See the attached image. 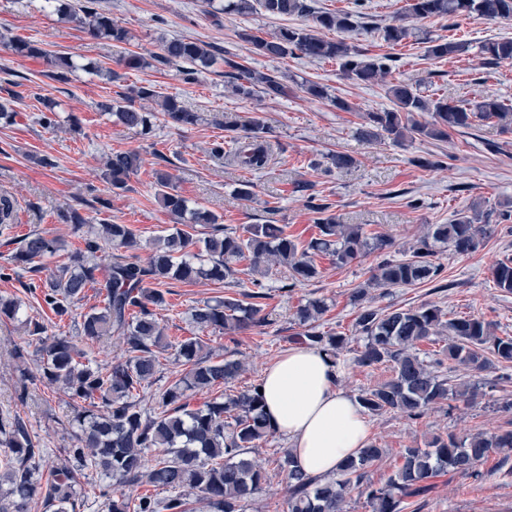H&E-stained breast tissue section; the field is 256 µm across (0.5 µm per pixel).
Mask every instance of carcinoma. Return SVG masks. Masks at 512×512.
<instances>
[{"instance_id":"carcinoma-1","label":"carcinoma","mask_w":512,"mask_h":512,"mask_svg":"<svg viewBox=\"0 0 512 512\" xmlns=\"http://www.w3.org/2000/svg\"><path fill=\"white\" fill-rule=\"evenodd\" d=\"M270 15L311 17L307 27L282 28L267 37L245 34L243 39L258 56L281 59L299 54L314 59H332L343 76L356 83L382 79L390 70L389 56L368 57L344 40H328L322 30L347 33L356 27L351 11L314 12L305 0H260ZM59 9L95 38L115 43L129 41L128 32L112 21L98 6V0H84L74 7L59 0ZM413 15L450 20L476 13L487 19H512V0H413ZM252 0H226L219 11L248 14ZM409 36L402 24L388 25L383 39L397 45ZM5 46L15 55L43 60L47 76L65 81L74 64L71 58L57 55L36 40L9 39ZM468 51L462 42L439 38L428 41V56L441 59ZM483 60L499 63L512 60V40L489 41L479 47ZM216 59L212 45L174 37L165 41L157 60L162 64L189 65L186 76L206 69ZM232 92L252 99L262 93L277 97L286 86L270 73L254 70L238 61L224 59ZM395 109L369 112V128L364 137L382 132L399 141L418 135L435 140L446 139L460 127L473 122H496L512 126V107L493 96L484 97L466 107L444 101L429 102L412 86L399 82L388 88ZM121 125L152 129L155 113L180 127L194 126L196 113L185 108L178 97L165 95L153 85L132 86L120 99L101 104ZM430 112L433 122L420 123L410 118L414 112ZM224 131L236 134L232 152H224L223 143L211 148L215 156L228 155L244 168L259 170L268 162L270 145L265 140L266 126L257 115L224 116ZM136 151L116 152L104 161L105 177L114 190L125 191L130 176L141 168ZM158 198L173 216L177 227L152 241L153 252L143 261L137 255L115 258L110 264L98 261L97 253L111 248L140 249L135 231L126 224L103 222L97 230L86 229V219L76 209L58 214L65 224L83 234L84 248L70 254L68 262L49 270L42 282L43 301L60 319L73 317V308L86 297L91 286L103 283L106 291L103 307H92L80 315L78 345L67 336L48 333L39 321L25 323L30 341L38 346V375L22 374L29 380L57 386L67 396L72 409L69 424L74 444L59 449L60 463L45 466L46 450L38 448L24 419L15 414L0 417V512H30L32 502L40 498L47 512H76L79 507L76 478L86 469L101 476L99 497L105 499L107 512H189L191 498L204 501L208 512H245L265 491L267 482L261 466L246 454L258 442L275 433L262 410L260 384L236 393L212 398L194 407L192 394L209 391L236 378L242 369L238 360H212L198 336L172 342L164 336L157 309L165 304L159 286L172 281L239 283L238 274L250 276L253 290L237 296L226 295L191 309L190 320L196 328L220 329L224 333H242L268 323L259 300L266 298L262 278L272 267L287 273L288 288L309 282L320 274L315 257L328 256L339 267L368 253H378L373 273L355 289L353 301L359 305L355 330L363 339L362 349L353 362L361 367L390 365L392 376L358 396L363 409L379 416L398 412L419 420L434 406L451 401L473 402L477 387L456 382L442 373L449 361L467 370L481 372L492 361L512 364V336L495 335L493 325L477 316H448L436 305L417 308L378 309L367 304L372 288H398L434 282L442 273L438 253L450 248L458 254L477 251L498 226L512 220V210L497 213L483 210L476 203L471 213H458L447 224H430L411 254L397 259L388 254L393 240L389 236L370 237L362 224H343L329 213V206L308 198V207L316 217L318 236L304 244L286 233L284 224H248L237 231L218 222L210 211L188 207L181 196L171 193V175L156 173ZM14 205L0 197V237L3 246L12 248L5 261L34 273L45 269L43 260L62 250L61 242L33 230L20 239L4 234L11 228ZM184 223L202 224L209 233L202 238L180 228ZM247 262L241 270L237 265ZM496 287L512 292V259L497 261L491 267ZM327 311L320 298L297 306L294 324L301 331L291 341L323 351L337 368L345 366L341 353L349 337L335 331L319 330L318 321ZM105 336L122 343L123 359L100 364L94 345ZM433 336H446L448 342L430 361L420 357L417 345ZM173 350L184 371L156 399L158 410L142 407L140 392L159 370V353ZM512 455V429L495 433L477 432L465 436L432 437L423 448H407L401 466L382 484H375L369 470L384 455V449L370 443L359 456L341 464L327 478L308 476L293 465L291 452L281 456L279 469L288 488V512H345L349 493L365 486L370 512H403L406 501L425 494L429 480L441 472H455L477 478L479 466L492 453ZM144 485L168 492L165 498L147 493L131 495L115 488Z\"/></svg>"}]
</instances>
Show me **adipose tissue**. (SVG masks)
Here are the masks:
<instances>
[{
  "instance_id": "obj_1",
  "label": "adipose tissue",
  "mask_w": 512,
  "mask_h": 512,
  "mask_svg": "<svg viewBox=\"0 0 512 512\" xmlns=\"http://www.w3.org/2000/svg\"><path fill=\"white\" fill-rule=\"evenodd\" d=\"M336 375L323 352L304 346L288 349L264 373L269 422L287 437L298 469L312 477L333 475L370 442L359 401L337 387Z\"/></svg>"
}]
</instances>
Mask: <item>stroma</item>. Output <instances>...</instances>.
Returning a JSON list of instances; mask_svg holds the SVG:
<instances>
[{"label": "stroma", "instance_id": "stroma-1", "mask_svg": "<svg viewBox=\"0 0 512 512\" xmlns=\"http://www.w3.org/2000/svg\"><path fill=\"white\" fill-rule=\"evenodd\" d=\"M112 18L129 32L127 50L142 54L147 65L123 70L111 81L88 70V63L114 67L118 49L105 39L93 38L76 23L58 13L51 0H0V35L41 40L47 50L71 57L74 69L67 81L45 75L42 60L14 55L0 45V97L11 99L17 113L14 122L0 123V196L15 203L12 235L39 230L64 241L65 248L53 264L66 262L70 252L82 248L70 225L57 213L77 208L88 223L106 219L125 224L141 240L165 234L173 220L155 196V174L172 176V191L189 207L205 208L218 215L221 224L242 228L273 220L285 225L289 235L306 242L318 230L306 207L308 195H316L331 207L342 223L365 225L368 233L393 238L392 255L404 256L422 237L428 225L445 224L456 213L479 202L487 208L512 207V128L477 123L454 131L450 138L406 139L396 143L386 137L366 139L359 131L369 112L392 109L387 94L390 84L404 82L422 95L444 98L456 104L491 95L512 103V61L494 68L484 66L480 44L512 40V21L492 22L472 14L448 22L444 17L415 18L411 0H364L358 26L345 39L367 56L390 55L391 71L384 80L359 84L346 79L336 61L293 55L272 60L251 53L243 34L266 36L283 27H302L306 18L272 16L262 7L246 15H211L203 0H100ZM406 25L410 36L392 46L382 38L385 26ZM187 37L215 46L220 59L185 79L180 66L156 60L164 40ZM445 38L469 45L466 53L443 59L426 54L425 38ZM245 59L250 67L277 73L288 87L284 97L257 96L241 99L232 94L224 76V56ZM305 83L326 87L328 99H310ZM152 84L160 92L178 96L197 112L200 120L181 129L157 118L151 133L117 125L100 103L116 99L131 86ZM346 109L336 107V100ZM51 101V125L40 123L44 101ZM259 113L266 122V139L274 148L267 167L250 171L210 152L212 143L230 142L224 130L225 113ZM138 150L145 163L129 180L125 192H113L103 175L105 158L117 151ZM349 155L353 163L343 170L326 171L330 152ZM49 157L42 165L40 157ZM249 183L252 197L238 196ZM418 207H410V200ZM512 257V233L500 232L478 251L458 255L443 251L439 262L449 287L424 284L389 290H373L378 308H413L434 304L445 313L475 315L492 322L500 336H512V293L496 288L489 271L497 260ZM377 262L368 254L345 267L329 258H318L317 279L283 290V274L266 280L264 301L269 315L266 326L235 336L221 330H197L189 321L190 308L224 295L239 293V286L209 281L166 284L167 304L158 317L170 338L201 336L214 359L232 356L244 370L231 383L194 395L200 403L212 396L233 394L259 382L264 369L285 353L288 338L297 332L293 314L310 298L324 299L328 310L321 330L349 336L351 350L362 342L354 336L358 308L352 300L355 288L365 284ZM39 274L19 268L0 278V295L19 297L23 306L14 320H0V414H20L35 433L39 447L57 456L70 447L71 410L62 390L43 383L29 387L26 402H19L23 369H35V345L24 331L28 319L48 323L52 333L77 337L72 320L60 321L43 303L36 286ZM26 350L25 363L12 358L14 346ZM456 379L474 384L480 393L476 403H460L429 410L414 421L398 413L369 417L373 442L385 448L383 459L372 468L373 478L388 477L401 463L405 448L423 445L434 435L460 436L476 430L489 433L512 427V415L500 412V403L512 401V367H496L475 374L451 369ZM288 440L277 434L261 442L255 460L267 475L268 492L248 512H287V492L278 464ZM479 478L442 473L432 480L426 501L405 512H512V459L490 454L479 467Z\"/></svg>", "mask_w": 512, "mask_h": 512}]
</instances>
